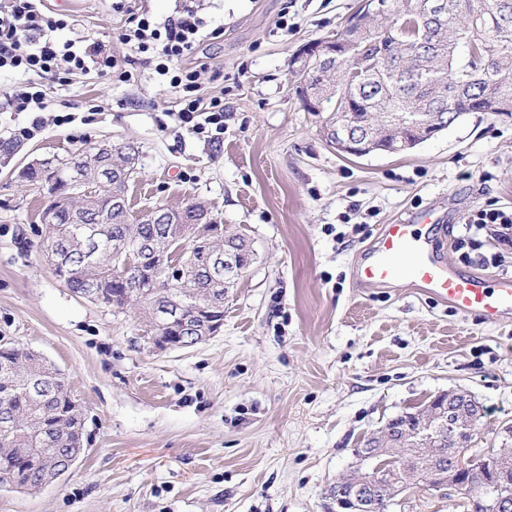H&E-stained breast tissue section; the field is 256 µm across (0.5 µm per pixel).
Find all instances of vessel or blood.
Returning a JSON list of instances; mask_svg holds the SVG:
<instances>
[{"instance_id":"1","label":"vessel or blood","mask_w":512,"mask_h":512,"mask_svg":"<svg viewBox=\"0 0 512 512\" xmlns=\"http://www.w3.org/2000/svg\"><path fill=\"white\" fill-rule=\"evenodd\" d=\"M430 223L426 210L383 225L369 256L357 268L358 281L384 288L401 283L418 287L490 324L512 318V277L458 273L442 258L436 239L426 233Z\"/></svg>"}]
</instances>
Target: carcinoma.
<instances>
[{
	"mask_svg": "<svg viewBox=\"0 0 512 512\" xmlns=\"http://www.w3.org/2000/svg\"><path fill=\"white\" fill-rule=\"evenodd\" d=\"M448 12L438 25L423 22L420 0H388V14L358 11L352 22L336 32L342 41L335 59L303 76L296 93L328 92L352 101L354 117L368 126L381 144L404 137L412 140L416 129L391 127L388 119L408 113L416 122H428L436 112L458 121L470 112L503 111L512 106V0H447ZM474 47L461 58L462 31ZM359 72L354 82L349 73ZM69 162L43 161L25 167L20 176L29 182L54 180L49 192L68 189ZM125 178H112V188H98L94 207L70 211L51 203L45 206L53 223L42 228L43 248L56 275L76 294L122 309L135 303L146 326L165 340L182 335L193 344L196 337L180 321L160 325L159 313L169 299L186 298L205 307L193 322L224 320V294L238 275L221 282L208 273L211 243L226 239L246 248L239 268L254 260V250L241 234L212 218L214 227L191 235L198 207L192 203L170 210L152 221L134 216L126 197ZM121 200L118 205L115 200ZM146 243L166 252L169 266L155 270L144 257L138 277L124 279L125 255ZM85 414L63 373L33 350L20 346L0 349V484L36 491L50 463L85 453ZM456 442L443 434V467L457 466L469 477L459 493L467 512H483L489 471L481 457L456 454Z\"/></svg>",
	"mask_w": 512,
	"mask_h": 512,
	"instance_id": "obj_1",
	"label": "carcinoma"
}]
</instances>
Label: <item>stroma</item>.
I'll use <instances>...</instances> for the list:
<instances>
[{
  "label": "stroma",
  "instance_id": "35a3bbf8",
  "mask_svg": "<svg viewBox=\"0 0 512 512\" xmlns=\"http://www.w3.org/2000/svg\"><path fill=\"white\" fill-rule=\"evenodd\" d=\"M357 3L213 0L224 37L202 50L224 76L202 89L224 98L220 143L177 122L152 67L132 84L92 72L64 88L44 82L48 115L76 120L0 146V345L65 374L86 409V453L38 491L0 487V512H328L365 439L456 388L486 410L471 454L512 448V319L485 323L420 289L355 278L382 225L430 207L446 227L443 259L477 272L456 239L464 215L512 212V115H464L401 155L338 154L321 113L295 94L291 59ZM49 6L74 21L65 39L126 53L107 0ZM103 142L138 150L132 214L197 201L252 242L257 258L205 343L155 349L134 307L77 296L47 262L37 235L47 190L17 173Z\"/></svg>",
  "mask_w": 512,
  "mask_h": 512
}]
</instances>
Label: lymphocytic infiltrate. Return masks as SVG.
<instances>
[{"mask_svg": "<svg viewBox=\"0 0 512 512\" xmlns=\"http://www.w3.org/2000/svg\"><path fill=\"white\" fill-rule=\"evenodd\" d=\"M112 10L127 16L117 34L118 41L131 49L123 57L96 41H59L57 33L68 27V16L51 10L47 0H0V72L33 76L8 94L15 110L29 116L26 124L13 130L12 140H31L47 123L63 126L75 120L70 112L45 116L38 78L48 77L66 86L73 75L93 70L98 76L130 83L137 80V67L143 63L152 64L174 90L181 125L210 141L223 139L224 99L200 96L199 79L209 64L198 50L204 42L222 38L224 28L207 19L201 0H176L174 14L163 19L153 16L147 6H133L132 0H112Z\"/></svg>", "mask_w": 512, "mask_h": 512, "instance_id": "lymphocytic-infiltrate-1", "label": "lymphocytic infiltrate"}]
</instances>
